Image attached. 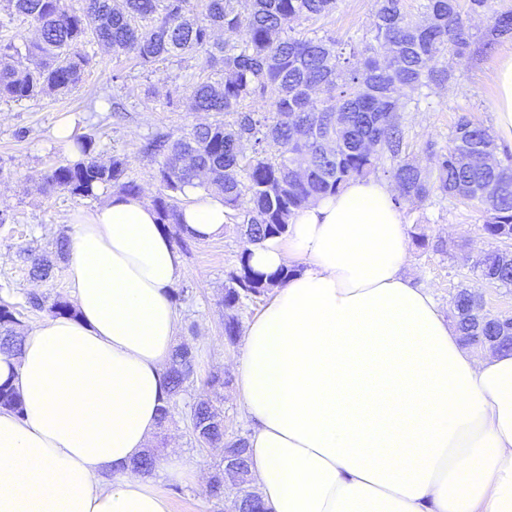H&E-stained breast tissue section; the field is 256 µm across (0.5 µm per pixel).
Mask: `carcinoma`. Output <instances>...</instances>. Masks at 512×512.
<instances>
[{"instance_id":"carcinoma-1","label":"carcinoma","mask_w":512,"mask_h":512,"mask_svg":"<svg viewBox=\"0 0 512 512\" xmlns=\"http://www.w3.org/2000/svg\"><path fill=\"white\" fill-rule=\"evenodd\" d=\"M9 10L38 26V37L22 53L0 42V100L36 101L69 92L82 81L92 58L83 52L87 38L131 55L142 68L199 56L211 75L190 85L184 95L166 96L172 112L215 113L219 118L192 126L175 137L157 131L145 138L142 154L157 161L160 191L153 207L162 226L181 223L182 197L188 186L224 192V206L241 219L249 244L283 236L289 218L309 199L337 193L350 179L383 171L396 185L398 207L417 205L435 194L483 208L482 230L512 239V153L494 156L499 147L483 125L462 115L446 148L428 145L431 165L421 168L408 157V113L430 97L432 86L454 79L453 70L435 67L443 58L461 59L512 40V10L493 11L491 0H426V20L418 23L404 0H378L372 28L349 53L328 34H296L294 23L312 21L336 8V0H205L198 12L192 0H84L80 11L63 0H6ZM490 15L479 34L465 18ZM219 29L239 35L221 41ZM361 58L353 64L351 59ZM267 103L262 112L256 104ZM281 146L270 155L269 142ZM76 160L56 165L44 176L48 191L74 197L97 196L111 189L139 197L140 184L129 177L128 160L97 158L93 134L75 138ZM30 275L46 278L50 260L29 254ZM483 280L512 286V251L498 250L476 262ZM289 271L265 275L250 264L245 248L224 286V308L243 306ZM27 308L51 316L76 315L58 297H26ZM458 330L467 344L484 336L497 348H512V317L483 312L482 299L468 288L453 296ZM16 307L0 302V353L16 355L23 336L16 331ZM191 348L173 350L165 373L167 402L158 425L172 420L171 406L193 383ZM221 398H201L191 406L194 439L241 462L238 493L224 512H266L252 490L247 438L227 436ZM0 407L23 415L19 396L0 386Z\"/></svg>"}]
</instances>
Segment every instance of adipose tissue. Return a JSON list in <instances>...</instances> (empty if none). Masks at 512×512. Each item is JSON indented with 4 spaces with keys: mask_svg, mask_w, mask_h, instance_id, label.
<instances>
[{
    "mask_svg": "<svg viewBox=\"0 0 512 512\" xmlns=\"http://www.w3.org/2000/svg\"><path fill=\"white\" fill-rule=\"evenodd\" d=\"M512 143V55L490 73ZM394 186L349 180L309 200L252 267L291 269L233 357L253 424L250 469L269 512H512V350L479 356L406 273ZM182 232L223 236L218 190L187 188ZM66 252L76 316L0 353V512H170L161 482L203 473L180 453L140 473L166 403L181 256L146 199L75 209Z\"/></svg>",
    "mask_w": 512,
    "mask_h": 512,
    "instance_id": "adipose-tissue-1",
    "label": "adipose tissue"
}]
</instances>
